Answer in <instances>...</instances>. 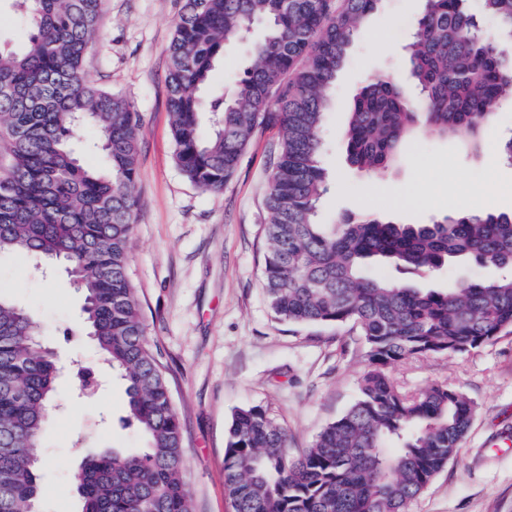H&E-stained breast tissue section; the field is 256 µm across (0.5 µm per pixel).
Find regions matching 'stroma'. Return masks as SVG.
I'll return each instance as SVG.
<instances>
[{"instance_id": "stroma-1", "label": "stroma", "mask_w": 512, "mask_h": 512, "mask_svg": "<svg viewBox=\"0 0 512 512\" xmlns=\"http://www.w3.org/2000/svg\"><path fill=\"white\" fill-rule=\"evenodd\" d=\"M181 5L104 0L84 70L141 115L128 276L181 421L194 512H232L224 448L235 411L267 408L288 434L289 453L298 454L356 400L365 361L350 327L283 323L269 308L262 288L265 200L279 151L277 130L257 133L222 192L201 190L177 166L165 74ZM422 8V0H382L336 79L323 130L330 186L319 207L322 223L359 211L402 224H427L465 208L512 213V163L500 152L501 141L512 135V104L485 128L478 152L422 134L381 176L360 174L347 163L344 133L353 97L374 73L405 77L403 46ZM0 292L36 315L63 366L58 409L35 449L42 461V512H80L74 477L85 456L145 445L124 423L125 384L88 336L82 295L64 272L45 279L26 258L4 255ZM82 367L100 381L90 397L78 389ZM390 373L404 391L442 383L476 406L456 458L408 512H512V332L462 354L404 360Z\"/></svg>"}]
</instances>
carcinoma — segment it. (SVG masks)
<instances>
[{
    "label": "carcinoma",
    "mask_w": 512,
    "mask_h": 512,
    "mask_svg": "<svg viewBox=\"0 0 512 512\" xmlns=\"http://www.w3.org/2000/svg\"><path fill=\"white\" fill-rule=\"evenodd\" d=\"M29 29L0 46V256L43 271L72 270L84 324L126 384V422L146 447L92 451L75 476L81 512H193L182 430L166 376L146 340L127 244L137 211L140 113L90 81L83 60L99 34L103 0H13ZM380 0H182L169 47L167 110L175 160L204 191L220 192L262 126L280 147L266 198L263 288L275 317L296 325H351L366 369L354 403L312 445L288 454L268 410H237L224 448L233 512H406L448 465L474 404L431 384L402 392L390 368L414 357L453 356L512 331V214L465 212L430 224L376 214L318 220L328 179L325 114L358 27ZM496 33L479 30L468 0H424L406 46L409 80L369 76L350 106L348 164L388 169L403 142L429 132L469 150L512 102V0H480ZM265 27L231 96L211 86L224 50ZM93 135L105 170L70 146ZM457 261L494 268L489 280L420 286ZM387 267L397 277L371 270ZM53 353L36 319L0 293V512H40L33 453L56 396Z\"/></svg>",
    "instance_id": "cac0c4a2"
}]
</instances>
